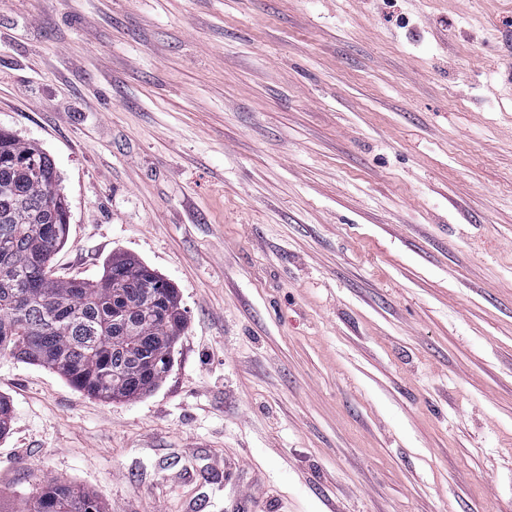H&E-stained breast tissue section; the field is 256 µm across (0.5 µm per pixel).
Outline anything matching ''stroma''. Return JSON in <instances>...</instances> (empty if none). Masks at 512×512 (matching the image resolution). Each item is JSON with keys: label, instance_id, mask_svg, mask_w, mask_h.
Masks as SVG:
<instances>
[{"label": "stroma", "instance_id": "35a3bbf8", "mask_svg": "<svg viewBox=\"0 0 512 512\" xmlns=\"http://www.w3.org/2000/svg\"><path fill=\"white\" fill-rule=\"evenodd\" d=\"M512 0H0V129L54 268L134 255L187 326L150 395L0 358V504L512 512ZM15 512H103L98 498L56 481L44 482L37 495L21 500Z\"/></svg>", "mask_w": 512, "mask_h": 512}]
</instances>
